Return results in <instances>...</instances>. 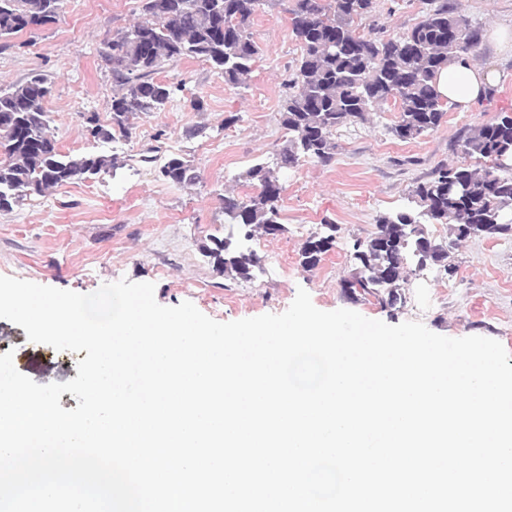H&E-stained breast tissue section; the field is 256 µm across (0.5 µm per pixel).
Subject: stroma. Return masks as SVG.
<instances>
[{"instance_id":"35a3bbf8","label":"stroma","mask_w":512,"mask_h":512,"mask_svg":"<svg viewBox=\"0 0 512 512\" xmlns=\"http://www.w3.org/2000/svg\"><path fill=\"white\" fill-rule=\"evenodd\" d=\"M448 3L482 30L475 63L500 73L492 94L467 112L446 105L439 127L406 142L390 132L399 116L391 99L368 123L337 129L330 165L308 160L282 177L278 207L288 231L265 237L258 251L261 270L242 281L225 276L201 246L225 234L224 193L252 194L243 173L271 160L285 138L282 104L300 56L291 0L260 6L254 14L251 32L260 55L246 85L227 84L194 59L164 67L158 80L181 84V91L164 111L139 119L131 138L112 146L86 136L84 117L94 112L110 123L113 86L104 43L143 18V0H63L55 22L0 43V89L34 72L49 75L54 86L46 110L59 150L116 152L127 164L116 176L77 180L0 212V276L84 294L123 278L151 282L159 304L189 301L219 322L283 313L302 288L322 311L353 310L390 325L419 321L451 338L495 339L512 353V235L463 241L455 275L434 266L412 273L406 303L396 311L371 297L352 298L341 286L354 268L350 239L367 237L378 217L407 207L410 190L438 164L457 162L453 144L464 130L512 109V57L490 37L494 27L512 28V0ZM428 10V0H375L360 28L400 35ZM197 96L203 99L200 112L191 107ZM230 113L239 119L228 126L224 117ZM200 122L210 126L209 137L186 138V127ZM172 155L192 160L200 182L182 188L161 178L158 170ZM326 221L339 226L336 245L315 267L304 268L300 250ZM6 352L36 383L77 376V356L30 342L22 327L0 319V354Z\"/></svg>"}]
</instances>
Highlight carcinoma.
Instances as JSON below:
<instances>
[{
    "label": "carcinoma",
    "instance_id": "carcinoma-1",
    "mask_svg": "<svg viewBox=\"0 0 512 512\" xmlns=\"http://www.w3.org/2000/svg\"><path fill=\"white\" fill-rule=\"evenodd\" d=\"M62 0H0V40L55 21ZM264 0H145L149 19L117 31L106 43L104 58L112 75L111 124L96 113L85 116L87 135L96 142L132 135L136 120L161 112L180 87L155 78L164 65L198 59L224 82L245 84L260 48L251 19ZM374 9V0H292V33L301 59L290 79L293 92L284 100L282 124L288 137L272 163L251 166L243 178L256 192L222 198L226 236L211 237L205 256L235 277L249 280L261 263L245 242L257 234L286 232L277 201L282 172L303 159L330 165L336 155L333 132L364 123L389 98L399 101V120L391 132L400 140L437 128L445 114L436 90L438 73L448 64L474 55L480 28L471 25L448 0H431L425 18L407 33L385 38L374 29L358 31V21ZM53 91L47 75L34 73L0 91V212L32 195L75 180L116 174L125 166L119 154L71 156L58 150L50 132L45 102ZM458 163L436 167L431 179L411 194L413 206L382 216L375 231L350 244L354 264L343 288L353 298L373 296L385 308L404 303L399 282L408 280L409 263L438 266L456 274L454 254L462 241L512 234V112L465 130L455 142ZM161 176L183 187L200 180L189 161L172 156ZM428 224H444L448 235L430 237ZM301 250L302 265L316 266L336 245L338 226L326 221Z\"/></svg>",
    "mask_w": 512,
    "mask_h": 512
}]
</instances>
